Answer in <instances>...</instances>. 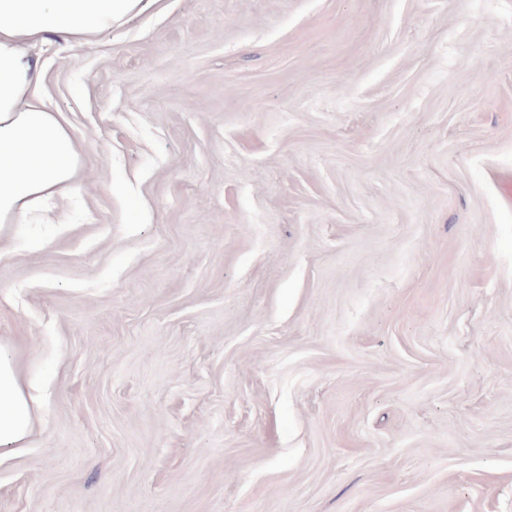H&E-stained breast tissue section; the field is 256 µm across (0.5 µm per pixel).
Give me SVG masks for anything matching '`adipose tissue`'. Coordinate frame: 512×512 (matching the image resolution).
Masks as SVG:
<instances>
[{
	"label": "adipose tissue",
	"mask_w": 512,
	"mask_h": 512,
	"mask_svg": "<svg viewBox=\"0 0 512 512\" xmlns=\"http://www.w3.org/2000/svg\"><path fill=\"white\" fill-rule=\"evenodd\" d=\"M155 0H0V223L65 195L80 147L42 91L43 54L54 43L88 45ZM36 399L0 353V450L22 447Z\"/></svg>",
	"instance_id": "1"
}]
</instances>
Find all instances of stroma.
Segmentation results:
<instances>
[{"label": "stroma", "mask_w": 512, "mask_h": 512, "mask_svg": "<svg viewBox=\"0 0 512 512\" xmlns=\"http://www.w3.org/2000/svg\"><path fill=\"white\" fill-rule=\"evenodd\" d=\"M47 58L81 158L0 226V512H512V0H159ZM36 399L19 381L10 358L0 352V450L23 448Z\"/></svg>", "instance_id": "stroma-1"}]
</instances>
